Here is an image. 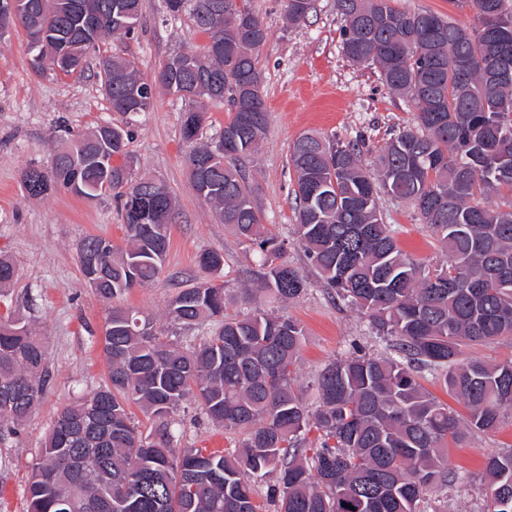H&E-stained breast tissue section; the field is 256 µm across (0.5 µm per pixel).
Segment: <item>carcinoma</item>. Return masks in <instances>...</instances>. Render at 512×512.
<instances>
[{
  "label": "carcinoma",
  "mask_w": 512,
  "mask_h": 512,
  "mask_svg": "<svg viewBox=\"0 0 512 512\" xmlns=\"http://www.w3.org/2000/svg\"><path fill=\"white\" fill-rule=\"evenodd\" d=\"M485 1L489 22L462 27L428 11L406 12L393 0H336L341 44L349 61L374 68L416 109L412 127L386 143L379 163L362 161L363 142L304 134L291 150L295 175V244L309 271L285 260L287 243L271 234L254 200L244 161L267 126L258 53L268 29L242 0H178L205 35L197 51L173 55L153 79L129 58L104 57L96 76L112 111H148L167 92L184 101L182 139L194 190L258 255V291L293 301L319 283L368 318L392 341V355L354 344L328 363L310 409L298 384L304 329L262 309L227 313L224 254L199 255L202 276L171 300L167 317L191 328L218 327L187 348L152 330L134 309L111 307L103 353L107 381L64 407L34 459L26 512H439L429 494L463 477L448 471V443L497 428L512 410V360L464 357V348L512 337V204L504 210L477 196L512 195V0ZM19 25L44 42L30 51L40 74H84L99 43L134 34L143 0H25ZM314 0H287L285 18L299 26ZM502 58L507 75H490ZM231 112L213 142L199 141L208 107ZM127 133L100 124L60 143L50 169L29 167L22 184L32 198L62 188L94 201L122 200L124 245L90 235L108 274L97 295L110 303L157 281L170 244L175 205L167 186L137 177ZM112 164L109 176L99 167ZM38 174L46 189L28 181ZM408 201L437 235L443 259L424 272L400 249L377 206L379 193ZM442 380L468 410L459 419L423 388L418 373ZM46 342L28 324L0 316V386L21 382L27 403L0 404V435L17 432L49 383ZM136 404L155 421L144 433ZM195 404L214 424L240 435L221 454L174 447L172 415ZM317 442L306 446L305 432ZM279 484L266 496L256 481L271 472ZM485 512H512V448L487 456ZM350 504L355 510L344 507Z\"/></svg>",
  "instance_id": "cac0c4a2"
}]
</instances>
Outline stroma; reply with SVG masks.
<instances>
[{
    "mask_svg": "<svg viewBox=\"0 0 512 512\" xmlns=\"http://www.w3.org/2000/svg\"><path fill=\"white\" fill-rule=\"evenodd\" d=\"M266 25L269 37L259 51L268 125L258 151L246 160V175L272 233L289 240L286 259L304 267L293 245L295 201L290 149L301 134L319 132L337 140L363 139V159L374 162L386 142L412 125L414 107L394 94L376 70L353 64L340 43L342 21L336 0H316L306 23L288 26L285 0H246ZM204 35L188 18L167 16L165 0H144L133 37L111 39L101 55L133 59L143 78L178 52L199 49ZM182 100L160 95L152 110L126 118L113 112L98 81L90 75H40L32 67L23 31L12 32L0 47V255L10 257L16 276L0 288V316L22 318L45 336L50 382L41 403L14 435L0 439V512H25L30 466L60 410L93 392L107 379L101 338L107 305L85 282L77 244L99 235L122 244L125 237L118 200L111 195L88 202L57 189L41 198L27 195L21 183L28 166L49 167L53 147L111 123L128 132L127 150L137 173L164 182L176 201L177 218L159 279L126 294L123 306L149 317L155 329H169L167 307L177 292L195 283L200 253L224 254L222 273L229 312L249 310L245 296L256 284L257 258L233 232L215 219L192 189L180 130ZM379 209L397 230L401 250L413 262L431 267L442 253L436 236L407 202L380 196ZM265 309L296 319L304 328L298 382L314 402L316 376L329 362L360 345L382 353L387 343L355 308L336 300L320 285L290 303L261 294ZM178 447L221 452L236 435L195 410L176 412ZM512 446V410L496 431L478 433L449 445L448 468L463 483L435 492L439 512H484L479 485L486 454Z\"/></svg>",
    "mask_w": 512,
    "mask_h": 512,
    "instance_id": "stroma-1",
    "label": "stroma"
}]
</instances>
